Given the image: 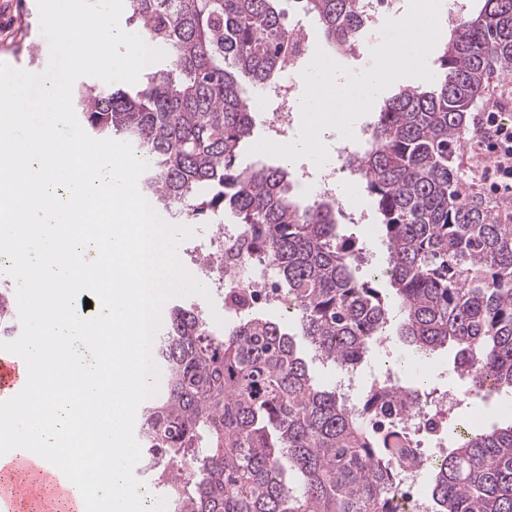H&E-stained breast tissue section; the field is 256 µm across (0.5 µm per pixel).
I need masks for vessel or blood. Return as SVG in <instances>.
I'll return each instance as SVG.
<instances>
[{"mask_svg":"<svg viewBox=\"0 0 512 512\" xmlns=\"http://www.w3.org/2000/svg\"><path fill=\"white\" fill-rule=\"evenodd\" d=\"M27 381V367L18 355L0 351V401L18 394ZM33 465L32 457L18 453L0 462V469L10 472L13 480L0 488V512H17L26 500L37 497L52 503L61 497L64 488L60 476H46L39 484H30L26 475Z\"/></svg>","mask_w":512,"mask_h":512,"instance_id":"vessel-or-blood-1","label":"vessel or blood"}]
</instances>
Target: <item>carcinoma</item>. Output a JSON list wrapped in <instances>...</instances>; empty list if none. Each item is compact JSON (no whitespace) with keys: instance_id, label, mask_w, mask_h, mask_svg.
Masks as SVG:
<instances>
[{"instance_id":"cac0c4a2","label":"carcinoma","mask_w":512,"mask_h":512,"mask_svg":"<svg viewBox=\"0 0 512 512\" xmlns=\"http://www.w3.org/2000/svg\"><path fill=\"white\" fill-rule=\"evenodd\" d=\"M337 48L360 0H298ZM449 23L428 88L384 101L372 141L353 158L378 213L389 295L355 275L356 237L336 207L296 203L282 166L240 168L253 134L252 91L275 83L299 33L279 0H131L128 23L166 52L135 90H77L95 139L147 157L142 188L181 224L229 215L249 233L294 304L290 330L254 311L215 332L176 305L157 337L168 381L140 407L148 469L175 512H393L403 434L375 435L314 379L316 357L346 367L402 317L414 354H454L479 393L512 388V224L463 192L455 164L467 114L489 78L512 75V0H481ZM21 333L16 297L0 288V340ZM433 512H512V422L459 434L428 488Z\"/></svg>"}]
</instances>
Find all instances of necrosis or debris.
Wrapping results in <instances>:
<instances>
[{
    "instance_id": "necrosis-or-debris-1",
    "label": "necrosis or debris",
    "mask_w": 512,
    "mask_h": 512,
    "mask_svg": "<svg viewBox=\"0 0 512 512\" xmlns=\"http://www.w3.org/2000/svg\"><path fill=\"white\" fill-rule=\"evenodd\" d=\"M362 28L366 41L358 48H352L354 57L369 55L377 40L379 24L387 18H399L403 14L402 0H362ZM307 49L288 59V81L264 91L266 101L272 102L274 109L270 114L269 128L271 139L280 143L288 140L296 123L297 76L306 66ZM357 143H340L335 147L338 164L316 173L312 188L321 198L335 197L336 183L340 180L356 181L359 172L353 163L358 149ZM247 237V232L240 224H222L210 236L200 254L191 256L192 271L197 277L208 281L216 293L223 294L230 290L247 292L253 304L290 307L291 301L274 276L270 264L261 257L251 256L227 266L226 255L239 249ZM385 387L402 398V406L389 414L370 416L369 424L378 433L400 430L409 439L410 455L407 461L397 462L398 485L393 495L395 512H431L426 494L417 486V478L426 467L427 461L419 448L416 437L421 432L436 433L437 413L446 407L469 400L473 393L467 386H460L454 391L443 394L438 400H424L421 393L402 386L393 372H386L382 378Z\"/></svg>"
}]
</instances>
